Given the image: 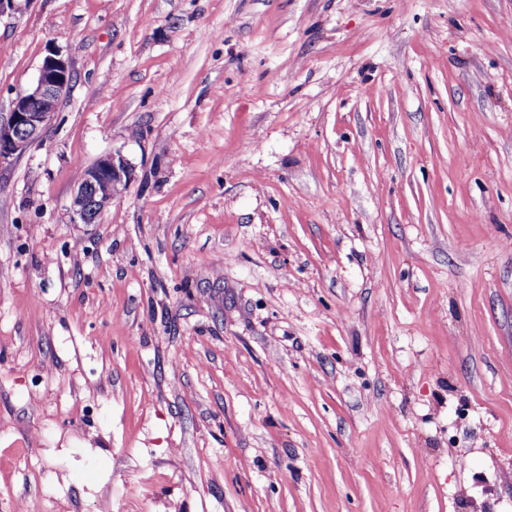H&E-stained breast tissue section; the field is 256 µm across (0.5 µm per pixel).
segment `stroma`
<instances>
[{"label": "stroma", "mask_w": 512, "mask_h": 512, "mask_svg": "<svg viewBox=\"0 0 512 512\" xmlns=\"http://www.w3.org/2000/svg\"><path fill=\"white\" fill-rule=\"evenodd\" d=\"M54 52L0 512H512V0H15L1 118ZM133 178V168L120 152L98 158L87 167L71 201L72 221L92 224L112 203L120 187Z\"/></svg>", "instance_id": "obj_1"}]
</instances>
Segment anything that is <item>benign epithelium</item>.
<instances>
[{
    "label": "benign epithelium",
    "mask_w": 512,
    "mask_h": 512,
    "mask_svg": "<svg viewBox=\"0 0 512 512\" xmlns=\"http://www.w3.org/2000/svg\"><path fill=\"white\" fill-rule=\"evenodd\" d=\"M71 79L68 59L57 53L45 57L34 85L17 95L8 117L0 120V166L42 139ZM132 178L133 168L121 153L112 152L98 158L84 170L73 194V223H94Z\"/></svg>",
    "instance_id": "1"
}]
</instances>
